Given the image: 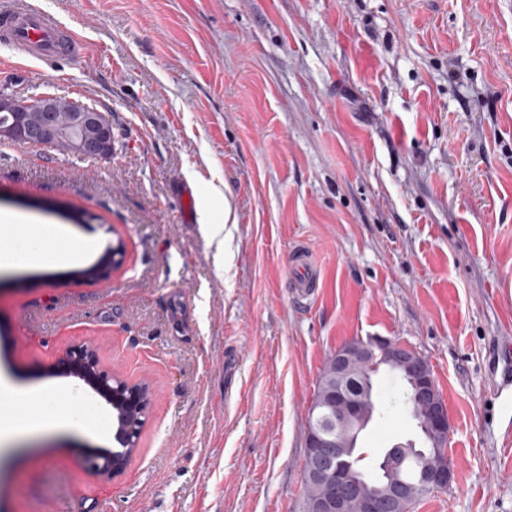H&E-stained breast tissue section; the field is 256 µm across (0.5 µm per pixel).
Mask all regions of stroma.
<instances>
[{"instance_id":"35a3bbf8","label":"stroma","mask_w":512,"mask_h":512,"mask_svg":"<svg viewBox=\"0 0 512 512\" xmlns=\"http://www.w3.org/2000/svg\"><path fill=\"white\" fill-rule=\"evenodd\" d=\"M30 2L82 53L0 45V89L94 105L112 155L10 144L0 164V212L97 246L0 270V379L56 395L0 404L56 419L0 439V512H304L320 375L371 336L417 352L448 409L455 480L415 512H512V392L492 368L512 342V0ZM299 244L320 271L305 303ZM81 347L149 386L115 473L86 463L118 444L108 400L64 370ZM376 382L369 472L417 435L395 377ZM289 271L288 281L292 297L299 301L307 299L319 280V271L308 247L299 245L291 251Z\"/></svg>"}]
</instances>
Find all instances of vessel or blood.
Masks as SVG:
<instances>
[{"label":"vessel or blood","instance_id":"b4317fda","mask_svg":"<svg viewBox=\"0 0 512 512\" xmlns=\"http://www.w3.org/2000/svg\"><path fill=\"white\" fill-rule=\"evenodd\" d=\"M0 42L16 53L50 63L63 57H76L81 46L73 32L54 15L27 4L26 0H0ZM289 286L294 299L310 296L319 280V271L306 246L290 253Z\"/></svg>","mask_w":512,"mask_h":512}]
</instances>
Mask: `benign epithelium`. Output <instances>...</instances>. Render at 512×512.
<instances>
[{"mask_svg":"<svg viewBox=\"0 0 512 512\" xmlns=\"http://www.w3.org/2000/svg\"><path fill=\"white\" fill-rule=\"evenodd\" d=\"M0 111L9 112L12 117L9 124L0 127L2 140L20 139L29 145H43L60 138H75L82 155L97 160L111 156L112 131L104 112L80 106L65 125L45 104L41 106L40 122L29 126L20 117L24 103L4 92L0 93ZM382 360L403 371L413 404L423 409V427L438 443L446 444L450 433L448 411L428 364L413 349L381 336L349 342L330 357L336 371V398L343 401L345 408L340 425L352 432L353 440L366 427L367 419L360 415V390L352 389L351 385L353 366L357 363L374 366ZM348 447L350 443L339 436L324 438L317 429H307L304 455L308 474L326 488V494L316 504V512H350L356 498L362 501L363 512H403V489L393 485L386 494L367 491L346 467L347 457L338 452ZM453 479L454 463L445 454L427 473L426 487L432 492L446 491Z\"/></svg>","mask_w":512,"mask_h":512,"instance_id":"1","label":"benign epithelium"}]
</instances>
